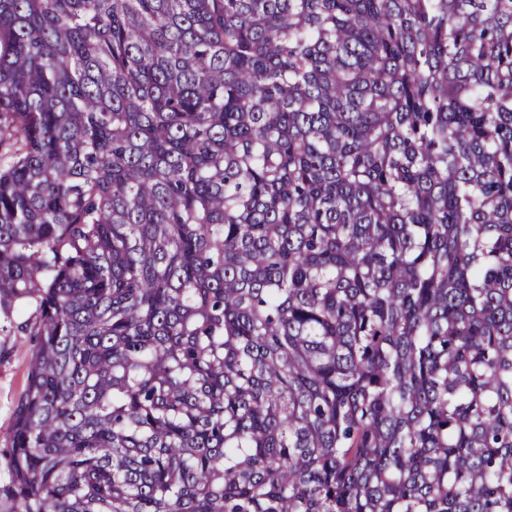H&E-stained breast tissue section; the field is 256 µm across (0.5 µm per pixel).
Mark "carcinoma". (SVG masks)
<instances>
[{
  "label": "carcinoma",
  "instance_id": "cac0c4a2",
  "mask_svg": "<svg viewBox=\"0 0 512 512\" xmlns=\"http://www.w3.org/2000/svg\"><path fill=\"white\" fill-rule=\"evenodd\" d=\"M10 512H512V0H0ZM35 318L32 308L14 313V333L0 332V449L10 445L13 412L27 387Z\"/></svg>",
  "mask_w": 512,
  "mask_h": 512
}]
</instances>
